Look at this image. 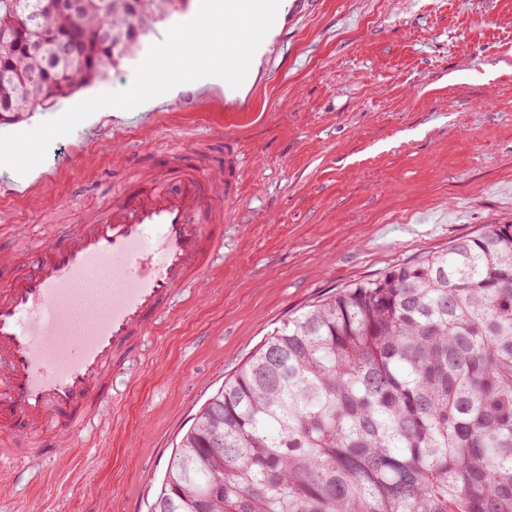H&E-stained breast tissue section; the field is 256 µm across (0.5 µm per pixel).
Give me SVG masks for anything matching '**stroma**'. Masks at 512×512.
<instances>
[{"mask_svg": "<svg viewBox=\"0 0 512 512\" xmlns=\"http://www.w3.org/2000/svg\"><path fill=\"white\" fill-rule=\"evenodd\" d=\"M199 8L144 0L122 55L44 116L128 89ZM243 85L242 109L206 77L134 120L92 114L51 143L26 196L0 174V256L19 261L21 227L71 233L118 188L223 168L229 148L242 161L219 272L113 374L109 420L85 444L52 464L15 450L0 512H152L202 405L282 321L512 220V0H290Z\"/></svg>", "mask_w": 512, "mask_h": 512, "instance_id": "35a3bbf8", "label": "stroma"}]
</instances>
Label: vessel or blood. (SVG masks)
Wrapping results in <instances>:
<instances>
[{"label": "vessel or blood", "mask_w": 512, "mask_h": 512, "mask_svg": "<svg viewBox=\"0 0 512 512\" xmlns=\"http://www.w3.org/2000/svg\"><path fill=\"white\" fill-rule=\"evenodd\" d=\"M238 177L228 156L218 173L188 168L122 190L71 234L35 230L0 289V465L18 438L56 456L104 417L114 371L223 254Z\"/></svg>", "instance_id": "1"}]
</instances>
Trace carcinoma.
Listing matches in <instances>:
<instances>
[{
    "label": "carcinoma",
    "instance_id": "obj_1",
    "mask_svg": "<svg viewBox=\"0 0 512 512\" xmlns=\"http://www.w3.org/2000/svg\"><path fill=\"white\" fill-rule=\"evenodd\" d=\"M0 0V120L99 78L128 0L46 11L49 65ZM45 69L43 80L21 77ZM220 499H199L215 480ZM512 512V222L351 283L282 323L203 405L153 512Z\"/></svg>",
    "mask_w": 512,
    "mask_h": 512
}]
</instances>
